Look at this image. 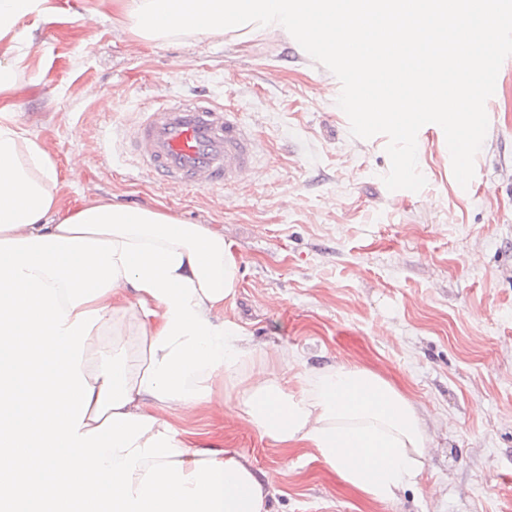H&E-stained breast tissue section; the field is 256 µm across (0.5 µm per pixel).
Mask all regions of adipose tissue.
<instances>
[{"label": "adipose tissue", "instance_id": "adipose-tissue-1", "mask_svg": "<svg viewBox=\"0 0 512 512\" xmlns=\"http://www.w3.org/2000/svg\"><path fill=\"white\" fill-rule=\"evenodd\" d=\"M47 10L0 0V109L24 69L17 24ZM57 187L49 155L0 123V502L271 512L267 473L177 428L216 404L284 452L313 451L367 501L418 483L428 435L387 378L344 363L293 373L287 348L225 319L241 268L222 233L106 201L63 216Z\"/></svg>", "mask_w": 512, "mask_h": 512}]
</instances>
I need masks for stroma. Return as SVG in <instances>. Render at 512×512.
Masks as SVG:
<instances>
[{
    "label": "stroma",
    "mask_w": 512,
    "mask_h": 512,
    "mask_svg": "<svg viewBox=\"0 0 512 512\" xmlns=\"http://www.w3.org/2000/svg\"><path fill=\"white\" fill-rule=\"evenodd\" d=\"M19 25L12 121L54 160L59 207L106 200L223 233L242 278L224 316L298 368L382 373L429 434L418 485L370 503L313 456L275 448L230 412L178 421L192 445L248 455L272 512H512V69L487 100L488 145L468 187L427 135L417 193L391 191L385 147L351 136L341 86L294 40L145 42L108 0H49ZM207 93L258 142L244 181L186 189L118 147L145 105Z\"/></svg>",
    "instance_id": "1"
}]
</instances>
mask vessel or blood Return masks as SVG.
Returning <instances> with one entry per match:
<instances>
[{
    "label": "vessel or blood",
    "instance_id": "b4317fda",
    "mask_svg": "<svg viewBox=\"0 0 512 512\" xmlns=\"http://www.w3.org/2000/svg\"><path fill=\"white\" fill-rule=\"evenodd\" d=\"M119 145L147 176L195 189L237 182L258 152L238 113L204 96L166 98L144 109Z\"/></svg>",
    "mask_w": 512,
    "mask_h": 512
}]
</instances>
